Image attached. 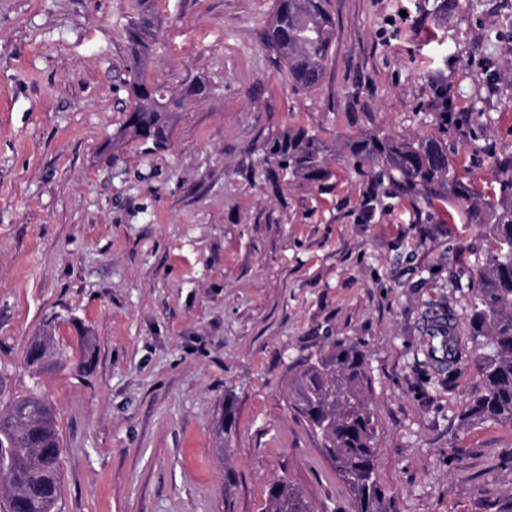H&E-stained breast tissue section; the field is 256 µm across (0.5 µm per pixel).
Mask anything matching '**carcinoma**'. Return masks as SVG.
I'll list each match as a JSON object with an SVG mask.
<instances>
[{
  "label": "carcinoma",
  "mask_w": 512,
  "mask_h": 512,
  "mask_svg": "<svg viewBox=\"0 0 512 512\" xmlns=\"http://www.w3.org/2000/svg\"><path fill=\"white\" fill-rule=\"evenodd\" d=\"M154 20L146 12L126 30L132 53L128 80L132 108L126 124L132 136L163 145L169 140L167 114L181 101L148 75L155 49ZM267 46L301 89L321 83L335 41L327 0H276L265 33ZM358 164L378 167V177L414 191L448 195L468 210L479 211L469 185L461 181L447 148L428 137L400 140L391 136L354 138L347 144ZM267 153L292 181L320 184L332 172L325 144L311 131L290 128L267 143ZM499 193L485 204L486 230L497 243L480 270L469 315L476 343L479 382L464 419L512 426V156L496 163ZM429 354L453 365L457 340L451 320L437 318L428 328ZM52 323L33 338L28 359L40 368L53 353ZM367 369L355 343L337 342L303 365L289 385L294 408L321 438L336 475L348 490L341 512H390L389 498L375 480L377 448L374 414L366 393ZM61 449L52 408L33 393L11 398L0 412V486L3 512H53L60 480ZM266 512H311L302 493L285 481L267 492Z\"/></svg>",
  "instance_id": "cac0c4a2"
}]
</instances>
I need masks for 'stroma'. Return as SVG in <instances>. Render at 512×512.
Masks as SVG:
<instances>
[{
  "label": "stroma",
  "mask_w": 512,
  "mask_h": 512,
  "mask_svg": "<svg viewBox=\"0 0 512 512\" xmlns=\"http://www.w3.org/2000/svg\"><path fill=\"white\" fill-rule=\"evenodd\" d=\"M275 5L0 0V392L34 388L54 409V512H265L279 480L312 512L346 505L288 394L340 339L365 354L393 512H512V426L462 420L473 284L495 242L345 148L435 137L491 198L512 153V0H328L336 41L308 91L265 42ZM144 8L150 77L183 99L161 149L125 130L126 28ZM191 75L208 97L186 96ZM297 126L329 149L325 183L265 159ZM437 314L456 327L449 376L427 355ZM51 319L58 353L35 372L27 347Z\"/></svg>",
  "instance_id": "1"
}]
</instances>
